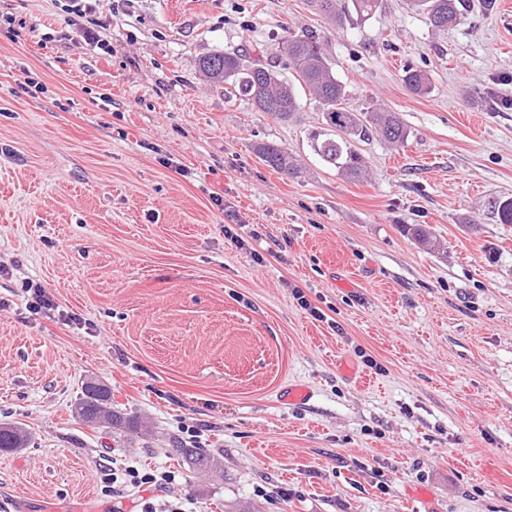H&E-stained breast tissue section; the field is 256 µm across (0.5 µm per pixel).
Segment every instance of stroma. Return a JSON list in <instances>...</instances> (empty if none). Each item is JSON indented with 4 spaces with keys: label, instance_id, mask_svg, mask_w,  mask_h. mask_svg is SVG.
I'll return each instance as SVG.
<instances>
[{
    "label": "stroma",
    "instance_id": "obj_1",
    "mask_svg": "<svg viewBox=\"0 0 512 512\" xmlns=\"http://www.w3.org/2000/svg\"><path fill=\"white\" fill-rule=\"evenodd\" d=\"M467 3L437 30L410 0L340 29L309 0H0V421L29 436L0 452V512H512V224L493 207L512 197V0ZM92 21L106 49L73 37ZM302 30L352 108L410 131L360 143L365 179L313 154L308 92L283 123L197 68ZM27 279L53 310L27 311ZM88 381L141 421L134 442L72 417ZM179 444L223 478L191 474ZM130 465L180 481L103 495L95 474ZM255 153L268 167L279 174L297 178L302 173L296 159L284 147L274 143L260 142L255 145Z\"/></svg>",
    "mask_w": 512,
    "mask_h": 512
}]
</instances>
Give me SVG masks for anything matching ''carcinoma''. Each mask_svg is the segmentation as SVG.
<instances>
[{"label": "carcinoma", "instance_id": "obj_1", "mask_svg": "<svg viewBox=\"0 0 512 512\" xmlns=\"http://www.w3.org/2000/svg\"><path fill=\"white\" fill-rule=\"evenodd\" d=\"M418 10L426 13L430 24L439 29L441 23L452 19L459 23L464 17V0H412ZM314 7L336 27L343 28L348 6L356 15L369 19L379 8L380 0H313ZM279 66L291 71L293 79L282 78L280 72L259 58L245 59L241 55L217 51L199 61L200 70L215 84L238 92L251 100L255 109L281 121H288L300 111L298 89H307L322 106L325 131L314 134L312 150L326 164L348 178H361L366 165L357 144L376 135L400 146L407 141L409 131L394 112L381 108L354 110L348 105L350 94L333 71L330 56L314 33L292 35L276 46ZM408 89L424 95L430 82L426 74L408 68L403 76ZM255 153L274 171L292 178L299 177L301 169L288 149L269 142L255 145ZM404 231L418 243L436 246L429 229L421 224H406ZM74 416L84 424L100 428H120L135 432L138 423L112 409V393L107 387H84L83 395L73 404ZM27 432L21 424L0 423V451L11 452L27 445ZM189 468L205 466L213 469V461L201 448H175Z\"/></svg>", "mask_w": 512, "mask_h": 512}]
</instances>
